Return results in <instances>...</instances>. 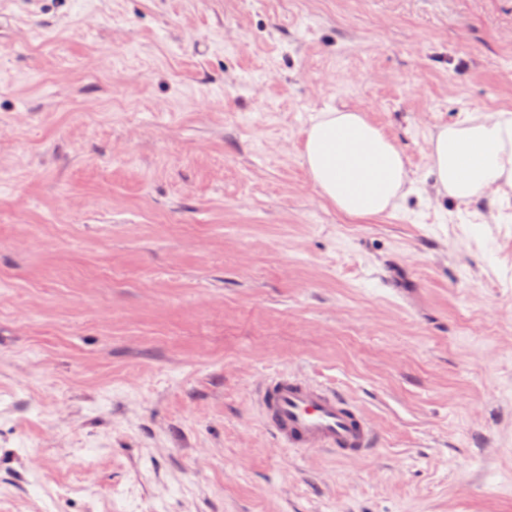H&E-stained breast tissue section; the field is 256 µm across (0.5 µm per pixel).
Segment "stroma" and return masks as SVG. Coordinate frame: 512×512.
<instances>
[{
  "label": "stroma",
  "instance_id": "obj_1",
  "mask_svg": "<svg viewBox=\"0 0 512 512\" xmlns=\"http://www.w3.org/2000/svg\"><path fill=\"white\" fill-rule=\"evenodd\" d=\"M355 109L412 191L336 212ZM512 111V0H0V512H512V192L428 141ZM287 370L380 442L280 448ZM301 159L323 198L352 219L384 214L412 188L401 150L364 112H318L302 132Z\"/></svg>",
  "mask_w": 512,
  "mask_h": 512
}]
</instances>
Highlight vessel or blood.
<instances>
[{
    "mask_svg": "<svg viewBox=\"0 0 512 512\" xmlns=\"http://www.w3.org/2000/svg\"><path fill=\"white\" fill-rule=\"evenodd\" d=\"M264 426L283 447L317 449L348 459L377 445L376 431L362 408L334 388L276 374L254 390Z\"/></svg>",
    "mask_w": 512,
    "mask_h": 512,
    "instance_id": "b4317fda",
    "label": "vessel or blood"
}]
</instances>
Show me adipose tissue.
<instances>
[{
  "label": "adipose tissue",
  "instance_id": "obj_1",
  "mask_svg": "<svg viewBox=\"0 0 512 512\" xmlns=\"http://www.w3.org/2000/svg\"><path fill=\"white\" fill-rule=\"evenodd\" d=\"M302 163L323 198L352 219L377 217L407 194L412 181L397 145L364 113H317L302 133ZM437 195L466 205L512 189V116L469 112L430 140Z\"/></svg>",
  "mask_w": 512,
  "mask_h": 512
}]
</instances>
